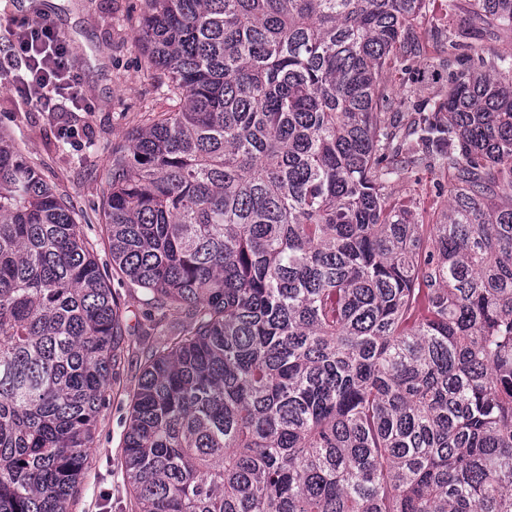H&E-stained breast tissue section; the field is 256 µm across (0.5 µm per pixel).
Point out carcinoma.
<instances>
[{
	"label": "carcinoma",
	"mask_w": 512,
	"mask_h": 512,
	"mask_svg": "<svg viewBox=\"0 0 512 512\" xmlns=\"http://www.w3.org/2000/svg\"><path fill=\"white\" fill-rule=\"evenodd\" d=\"M171 109L112 149L147 330L131 512H512V54L466 29L402 134L427 0H147ZM512 31V0H468ZM448 174L444 221L386 184ZM183 317L172 327L168 316ZM79 215L0 132V512H69L125 360Z\"/></svg>",
	"instance_id": "cac0c4a2"
}]
</instances>
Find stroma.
<instances>
[{
	"mask_svg": "<svg viewBox=\"0 0 512 512\" xmlns=\"http://www.w3.org/2000/svg\"><path fill=\"white\" fill-rule=\"evenodd\" d=\"M146 0H0V41L11 39L25 22H47L69 34L70 60L82 89L79 106L63 103L47 110L30 103L18 83H0V130L16 141L23 157L79 213L100 268L126 302L128 324L150 311L140 289L112 273L101 205L108 192L111 149L142 126L146 112L168 110L157 88V71L135 39ZM465 0H430L416 35L424 51L414 58V81L389 80L394 95L406 99L401 123L415 108L448 95V73L457 63L441 45L451 16L467 12ZM390 205L410 211L419 223H440L448 201V177L422 167L386 187ZM138 353L126 355L110 402L103 409L88 450L89 467L70 512H130V492L118 462L129 418L130 396L143 373Z\"/></svg>",
	"mask_w": 512,
	"mask_h": 512,
	"instance_id": "1",
	"label": "stroma"
}]
</instances>
